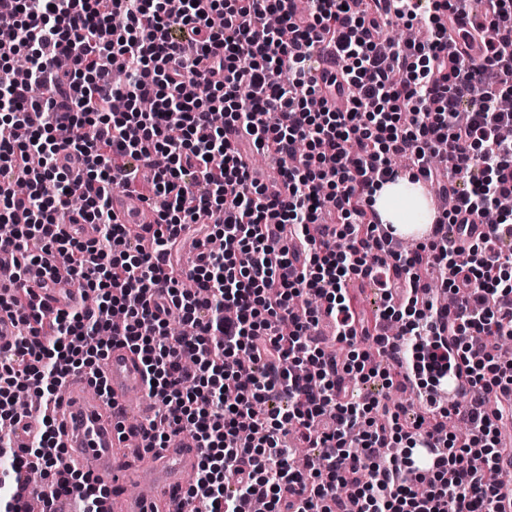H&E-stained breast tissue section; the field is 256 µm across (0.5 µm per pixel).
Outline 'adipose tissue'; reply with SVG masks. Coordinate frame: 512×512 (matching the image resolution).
Listing matches in <instances>:
<instances>
[{"instance_id":"1","label":"adipose tissue","mask_w":512,"mask_h":512,"mask_svg":"<svg viewBox=\"0 0 512 512\" xmlns=\"http://www.w3.org/2000/svg\"><path fill=\"white\" fill-rule=\"evenodd\" d=\"M373 207L383 223L394 225L401 232H408L412 223L408 210L423 213L425 223H432L434 211L420 191L418 184L399 179L383 184L373 194Z\"/></svg>"}]
</instances>
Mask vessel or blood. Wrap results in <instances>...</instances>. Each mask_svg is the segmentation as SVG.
<instances>
[{
    "mask_svg": "<svg viewBox=\"0 0 512 512\" xmlns=\"http://www.w3.org/2000/svg\"><path fill=\"white\" fill-rule=\"evenodd\" d=\"M112 211L131 234L143 242L152 241L157 212L137 192L128 190L113 197ZM25 286L54 308L66 306L77 293L67 280L47 288L42 281L29 279ZM102 373L109 387L105 397L90 392L83 376L75 375L67 381L62 398L66 421L60 440L68 460L109 485L134 484L142 474H149L151 493L126 498L124 512H188L185 490L198 457L194 441L179 435L165 447L148 449L143 469L115 460L113 449L125 447L130 435L142 438L149 431L147 421L136 416L129 403L130 397L145 390L146 385L138 357L125 347L112 349Z\"/></svg>",
    "mask_w": 512,
    "mask_h": 512,
    "instance_id": "b4317fda",
    "label": "vessel or blood"
}]
</instances>
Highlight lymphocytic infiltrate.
Instances as JSON below:
<instances>
[{
	"label": "lymphocytic infiltrate",
	"instance_id": "obj_1",
	"mask_svg": "<svg viewBox=\"0 0 512 512\" xmlns=\"http://www.w3.org/2000/svg\"><path fill=\"white\" fill-rule=\"evenodd\" d=\"M0 0V223L21 259L56 280L60 267L92 305L53 308L25 288L6 300L22 329L0 355V423L25 418L18 390L37 388L40 427L26 443L0 448V512L28 497L74 498L100 512L107 488L62 463L56 441L58 391L81 373L103 386L101 364L117 345L141 360L158 411L151 442L189 435L198 448L186 490L192 512H504L512 484L477 477L472 457L512 469V365L495 349L512 337V0H491L493 34L474 29L449 53L443 12L455 0ZM421 22V41L396 45L391 62L377 46L390 18ZM205 32L186 37L185 26ZM327 44L340 70L330 78L350 107L317 105L315 49ZM89 136L58 140L65 127ZM239 136L229 140L227 130ZM278 158L280 193L270 195L249 152ZM167 163L141 194L158 227L151 247L114 223L113 186L131 169ZM29 191L16 193L17 174ZM408 174L453 200L436 218L438 239L401 254L377 236L372 195ZM496 212L475 232L470 215ZM94 225L83 239L61 215ZM224 241L215 252L195 240L184 277L171 253L198 214ZM437 271L452 300L428 296ZM376 282L401 347L357 313L347 282ZM189 332H169L172 314ZM332 318L344 357L315 336ZM373 339L376 353L357 351ZM405 379L440 386L466 366L471 397L432 417L400 422L377 401H349V387L389 379L382 357ZM468 424L464 442L449 417ZM318 464L292 465L298 446ZM49 477L30 486V469Z\"/></svg>",
	"mask_w": 512,
	"mask_h": 512
}]
</instances>
